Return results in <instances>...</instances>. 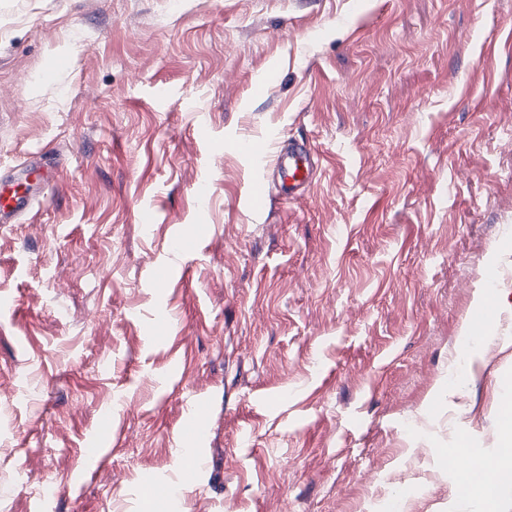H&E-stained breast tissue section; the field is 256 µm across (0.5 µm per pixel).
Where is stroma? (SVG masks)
I'll list each match as a JSON object with an SVG mask.
<instances>
[{"mask_svg":"<svg viewBox=\"0 0 512 512\" xmlns=\"http://www.w3.org/2000/svg\"><path fill=\"white\" fill-rule=\"evenodd\" d=\"M271 135L321 168L256 211L239 143ZM25 162L0 512H145L160 481L162 512H482L445 452L495 464L512 400V0H0V184Z\"/></svg>","mask_w":512,"mask_h":512,"instance_id":"stroma-1","label":"stroma"}]
</instances>
